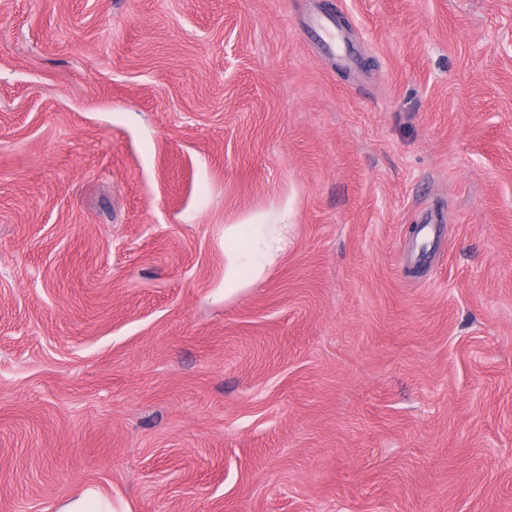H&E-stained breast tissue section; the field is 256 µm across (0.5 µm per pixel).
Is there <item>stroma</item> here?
<instances>
[{"label": "stroma", "instance_id": "1", "mask_svg": "<svg viewBox=\"0 0 512 512\" xmlns=\"http://www.w3.org/2000/svg\"><path fill=\"white\" fill-rule=\"evenodd\" d=\"M90 486L512 512V0H0V512ZM305 31L325 52L337 57L345 65L353 66L358 61L357 49L349 41L346 33L340 30L335 18L314 17L305 24ZM251 243L246 248L231 249L229 263L224 273V295H231L245 287L243 272H247L252 280L258 279L275 250L279 249L280 234L264 233L261 226L254 224Z\"/></svg>", "mask_w": 512, "mask_h": 512}]
</instances>
